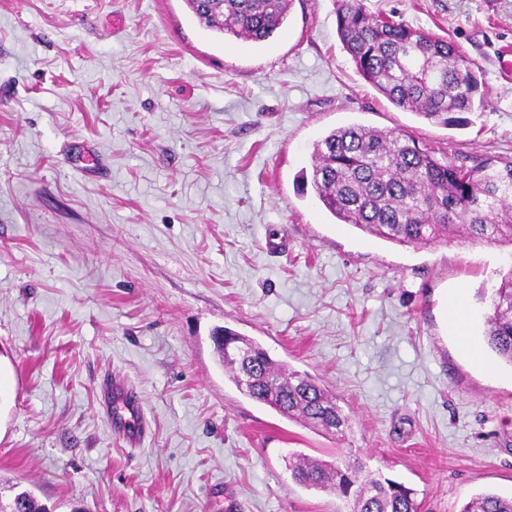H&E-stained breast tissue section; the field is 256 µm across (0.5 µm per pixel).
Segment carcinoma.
<instances>
[{
  "label": "carcinoma",
  "instance_id": "carcinoma-1",
  "mask_svg": "<svg viewBox=\"0 0 512 512\" xmlns=\"http://www.w3.org/2000/svg\"><path fill=\"white\" fill-rule=\"evenodd\" d=\"M207 30L260 44L286 23L292 0H185ZM337 35L356 71L392 104L444 126L468 123L465 114L483 104L478 66L445 37L391 16L370 13L363 0H336ZM312 187L342 224L399 245L465 239L512 245V159L486 158L454 165L402 131L353 124L331 130L313 146ZM485 337L512 365V270L491 298ZM224 335L252 352L253 383L243 393L290 420L331 435L349 429L348 417L328 391L306 374L275 366L257 342L231 329ZM296 482L331 490L336 512H419L413 489L359 459L328 462L289 457ZM28 491L0 512H45ZM461 512H512V495L484 493Z\"/></svg>",
  "mask_w": 512,
  "mask_h": 512
}]
</instances>
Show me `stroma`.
<instances>
[{
    "label": "stroma",
    "mask_w": 512,
    "mask_h": 512,
    "mask_svg": "<svg viewBox=\"0 0 512 512\" xmlns=\"http://www.w3.org/2000/svg\"><path fill=\"white\" fill-rule=\"evenodd\" d=\"M450 38L485 106L442 126L364 82L335 0H293L264 46L184 0H0V500L50 512H336L284 458L337 453L420 512L512 494V367L487 346L512 247L396 245L340 223L303 172L353 123L457 164L512 157V0H364ZM91 156L100 175L76 167ZM464 318L480 360L452 329ZM332 392L344 436L244 394L213 332ZM113 378L147 435L114 432ZM46 507L40 505L35 497L28 491H23L16 494L12 503L4 506L0 502V512H45Z\"/></svg>",
    "instance_id": "1"
}]
</instances>
